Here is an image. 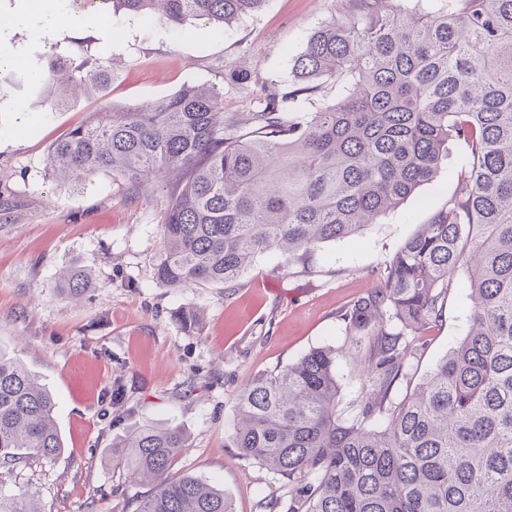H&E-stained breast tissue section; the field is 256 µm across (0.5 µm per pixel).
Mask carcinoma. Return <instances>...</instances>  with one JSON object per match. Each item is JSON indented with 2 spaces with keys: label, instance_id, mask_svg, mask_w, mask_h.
<instances>
[{
  "label": "carcinoma",
  "instance_id": "obj_1",
  "mask_svg": "<svg viewBox=\"0 0 512 512\" xmlns=\"http://www.w3.org/2000/svg\"><path fill=\"white\" fill-rule=\"evenodd\" d=\"M293 58L288 91L224 118V99L190 86L142 107L94 112L57 141L51 171L98 172L139 189L163 175L172 201L155 261L160 282L233 288L275 250L304 261L356 236L431 181L460 142L466 186L405 240L377 285L340 312L345 339L254 377L239 394L231 439L241 457L288 483L269 512H512V0H349ZM266 0H100L181 26H227ZM61 52L48 68L50 109L103 90ZM336 88L327 101L323 85ZM465 271L467 333L411 391L412 337L442 321ZM75 301L92 288L61 276ZM363 367L359 412L336 416L337 362ZM55 402L15 354L0 349V474L63 448ZM188 437L139 424L112 443L133 482L152 491L136 512H233L224 492L169 477ZM0 512H41L27 490L0 485Z\"/></svg>",
  "mask_w": 512,
  "mask_h": 512
}]
</instances>
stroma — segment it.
<instances>
[{"label": "stroma", "mask_w": 512, "mask_h": 512, "mask_svg": "<svg viewBox=\"0 0 512 512\" xmlns=\"http://www.w3.org/2000/svg\"><path fill=\"white\" fill-rule=\"evenodd\" d=\"M347 0H267L231 27L179 28L122 13L102 28L98 9L81 25L39 37L16 24L32 0H0V348L16 351L55 400L63 448L33 460L0 485L36 491L43 512H134L149 485L130 482L112 460V441L135 425L183 429L190 446L174 467L208 481L235 512H265L285 492L282 481L239 456L231 441L237 396L254 376L296 361L310 349L344 341L340 312L378 281L380 272L419 225L459 194L460 143L432 181L350 239L317 248L308 263H285L270 252L240 285L173 288L156 281L161 217L171 202L164 180L137 189L108 172L84 186L55 180L49 148L90 114L112 104L158 102L187 85L215 84L225 114L248 111L265 83L287 88L292 58L306 35L343 11ZM74 63L87 54L112 62L103 91L52 111L46 72L49 44ZM250 87L225 83L237 66ZM89 271L94 286L80 303L59 288L60 271ZM465 274L456 277L442 325L416 337L413 380L421 382L465 335ZM197 308V329H181L174 312ZM195 397H185L188 382ZM122 385L126 401L109 400Z\"/></svg>", "instance_id": "35a3bbf8"}]
</instances>
